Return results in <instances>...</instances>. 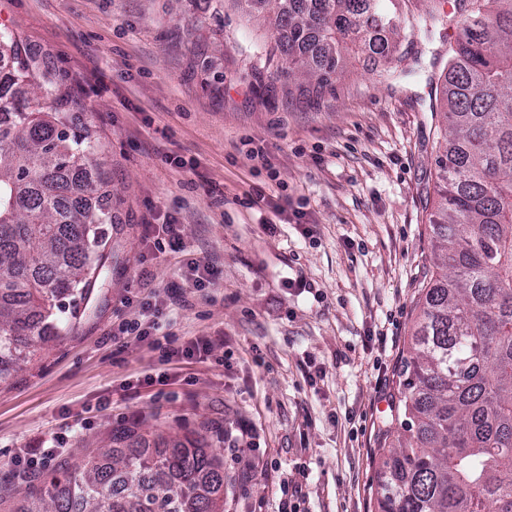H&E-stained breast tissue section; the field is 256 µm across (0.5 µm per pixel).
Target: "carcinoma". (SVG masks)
Returning <instances> with one entry per match:
<instances>
[{
    "instance_id": "cac0c4a2",
    "label": "carcinoma",
    "mask_w": 512,
    "mask_h": 512,
    "mask_svg": "<svg viewBox=\"0 0 512 512\" xmlns=\"http://www.w3.org/2000/svg\"><path fill=\"white\" fill-rule=\"evenodd\" d=\"M275 4L288 73L316 97L343 71L341 48L378 30L414 34L445 20L433 6L383 0H244ZM467 21L448 50L442 98L448 145L432 214L435 271L404 359L405 434L384 455L378 512H512V0H458ZM75 90L0 34V376L57 335L53 310L87 294L112 246V187L78 186L95 131L73 125ZM224 465L194 438L170 451L99 448L61 466L18 512H223Z\"/></svg>"
}]
</instances>
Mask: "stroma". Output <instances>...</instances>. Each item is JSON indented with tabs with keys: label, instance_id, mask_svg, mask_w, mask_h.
I'll use <instances>...</instances> for the list:
<instances>
[{
	"label": "stroma",
	"instance_id": "stroma-1",
	"mask_svg": "<svg viewBox=\"0 0 512 512\" xmlns=\"http://www.w3.org/2000/svg\"><path fill=\"white\" fill-rule=\"evenodd\" d=\"M442 7L447 25L390 39L388 66L348 51L343 76L308 100L267 21L236 0H0V31L77 88L74 122L96 126L112 184V255L89 302L0 378V487H18L15 458L38 442L60 439L39 488L129 428L153 448L202 434L224 463V512H375L432 272L443 75L465 20L455 0ZM256 189L266 206H240ZM169 215L220 274L211 301L189 295L161 328L178 343L212 336L211 358L165 367L111 333L126 298L180 281L142 236Z\"/></svg>",
	"mask_w": 512,
	"mask_h": 512
}]
</instances>
